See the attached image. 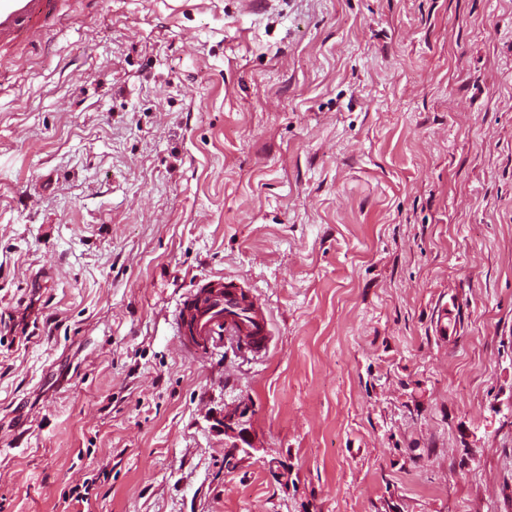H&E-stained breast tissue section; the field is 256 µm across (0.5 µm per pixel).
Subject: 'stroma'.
Listing matches in <instances>:
<instances>
[{
	"label": "stroma",
	"mask_w": 512,
	"mask_h": 512,
	"mask_svg": "<svg viewBox=\"0 0 512 512\" xmlns=\"http://www.w3.org/2000/svg\"><path fill=\"white\" fill-rule=\"evenodd\" d=\"M213 275L269 352H183ZM0 512H512V0H80L1 54Z\"/></svg>",
	"instance_id": "obj_1"
}]
</instances>
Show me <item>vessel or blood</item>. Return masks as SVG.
Returning a JSON list of instances; mask_svg holds the SVG:
<instances>
[{"mask_svg": "<svg viewBox=\"0 0 512 512\" xmlns=\"http://www.w3.org/2000/svg\"><path fill=\"white\" fill-rule=\"evenodd\" d=\"M72 0H0V53L23 54L27 46L60 25ZM270 313L243 286L209 278L178 304L174 329L183 350L203 358L224 339L242 340L254 351L265 350Z\"/></svg>", "mask_w": 512, "mask_h": 512, "instance_id": "b4317fda", "label": "vessel or blood"}]
</instances>
